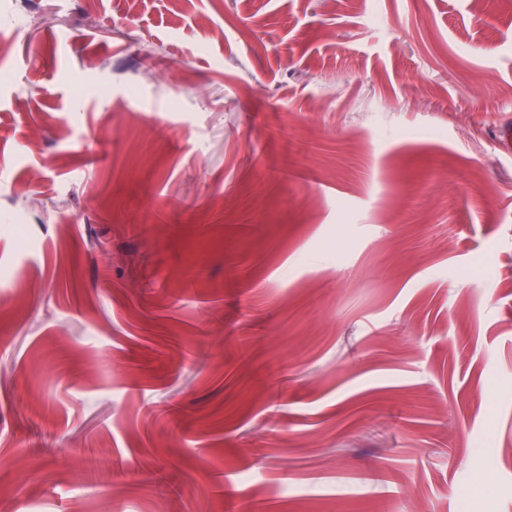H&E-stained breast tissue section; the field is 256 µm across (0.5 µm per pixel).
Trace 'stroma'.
<instances>
[{
  "mask_svg": "<svg viewBox=\"0 0 512 512\" xmlns=\"http://www.w3.org/2000/svg\"><path fill=\"white\" fill-rule=\"evenodd\" d=\"M0 38V512H512V0Z\"/></svg>",
  "mask_w": 512,
  "mask_h": 512,
  "instance_id": "1",
  "label": "stroma"
}]
</instances>
